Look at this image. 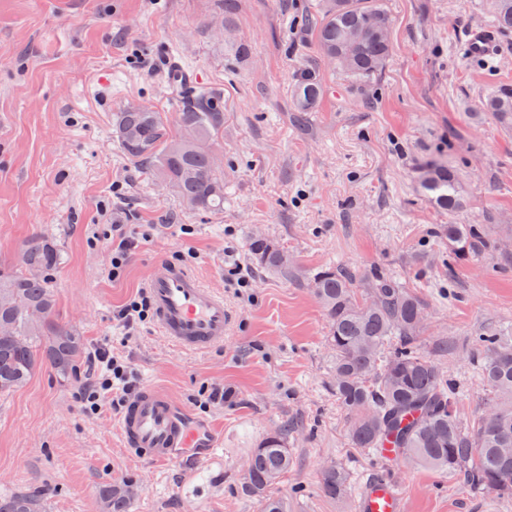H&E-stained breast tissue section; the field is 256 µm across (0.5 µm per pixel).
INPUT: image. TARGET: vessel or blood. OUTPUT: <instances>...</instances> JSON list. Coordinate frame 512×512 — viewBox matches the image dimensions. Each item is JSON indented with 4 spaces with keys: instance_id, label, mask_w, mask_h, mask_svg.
<instances>
[{
    "instance_id": "obj_1",
    "label": "vessel or blood",
    "mask_w": 512,
    "mask_h": 512,
    "mask_svg": "<svg viewBox=\"0 0 512 512\" xmlns=\"http://www.w3.org/2000/svg\"><path fill=\"white\" fill-rule=\"evenodd\" d=\"M494 37L486 29L471 31L465 51L470 56L493 53ZM147 290L156 324L180 348L200 350L223 342L231 314L222 295L205 287L182 266L154 263ZM125 444L149 463L180 458L213 459L218 438L198 429L189 414L162 391L145 387L128 400L119 416ZM352 512H404L397 486L386 479L370 480L352 505Z\"/></svg>"
}]
</instances>
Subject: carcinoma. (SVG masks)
Instances as JSON below:
<instances>
[{"instance_id":"cac0c4a2","label":"carcinoma","mask_w":512,"mask_h":512,"mask_svg":"<svg viewBox=\"0 0 512 512\" xmlns=\"http://www.w3.org/2000/svg\"><path fill=\"white\" fill-rule=\"evenodd\" d=\"M494 27L512 32V0H489ZM391 18L367 0H321L305 15L303 37L320 60L364 82L384 69L391 43ZM321 80L307 67L294 77L295 110L314 111L323 96ZM483 109L512 128V87L484 101ZM112 133L128 161L167 183L189 210L224 208V176L214 144L224 135V101L212 90L185 91L179 112L124 106L112 113ZM424 193L450 213L463 209L456 170L448 160L429 161L422 171ZM449 260H469L486 246L481 224H441ZM261 269L309 288L328 321L332 350L330 387L349 422L355 448L373 450L388 442L408 463L460 477L478 490L512 496V331L486 329L476 335L471 356L491 395L489 409L467 428L456 418V386L420 351L427 304L398 280L375 275L358 294L355 276L322 266L303 273L286 251L265 236L248 242ZM55 242L27 241L16 269L0 268V395L26 384L46 366L65 380L76 371L85 343L79 332L56 319L57 299L48 272L58 263ZM298 422L284 420L251 449L241 490L261 512H288L270 488L294 464L288 435ZM349 475L335 464L323 468L321 491L331 499L348 492ZM45 495H0V512H44Z\"/></svg>"}]
</instances>
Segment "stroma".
Listing matches in <instances>:
<instances>
[{
    "instance_id": "stroma-1",
    "label": "stroma",
    "mask_w": 512,
    "mask_h": 512,
    "mask_svg": "<svg viewBox=\"0 0 512 512\" xmlns=\"http://www.w3.org/2000/svg\"><path fill=\"white\" fill-rule=\"evenodd\" d=\"M390 14L385 71L359 86L317 61L301 36L315 0H236L228 31L211 23L224 0H0V267L17 266L25 242H57L51 271L58 318L88 347L108 344L140 385L168 392L222 441L211 461L152 465L126 448L111 410L89 416L75 380L42 368L0 396V494L45 493L48 512H106V487L135 486L128 512H259L237 489L251 448L297 418L294 465L272 488L288 512H351L363 482L388 477L405 512H512V496L472 490L459 477L412 468L352 447L329 388L327 319L296 281L264 270L230 286L224 253L248 263L262 234L303 268L342 266L394 277L427 304L422 352L457 387V419L470 425L487 392L470 357L474 336L512 326V129L481 103L512 85V33L484 60L462 45L490 27L488 0H380ZM246 55H239V47ZM180 59L193 84L224 94V207L184 210L112 134L131 101L175 115L182 91L156 70ZM327 88L296 121L292 83L308 64ZM448 158L462 212L439 209L421 189L424 161ZM143 224L125 274L112 278V225ZM195 227L188 268L224 295L234 322L223 345L186 351L154 323L124 331L116 312L157 260L172 259L179 227ZM442 224H480L487 248L448 263ZM447 342L448 353L435 347ZM222 404L203 409L207 390ZM345 467V499L320 492L327 463Z\"/></svg>"
}]
</instances>
